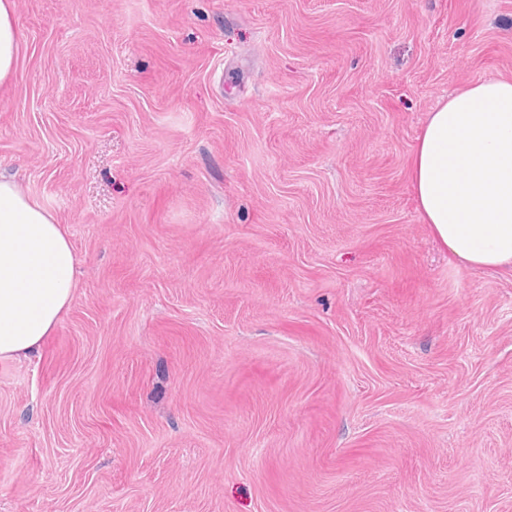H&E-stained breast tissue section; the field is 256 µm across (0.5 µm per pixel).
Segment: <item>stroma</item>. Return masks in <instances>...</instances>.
I'll return each mask as SVG.
<instances>
[{"label":"stroma","instance_id":"1","mask_svg":"<svg viewBox=\"0 0 512 512\" xmlns=\"http://www.w3.org/2000/svg\"><path fill=\"white\" fill-rule=\"evenodd\" d=\"M0 172L78 261L0 361V512H512V276L412 198L512 0H14Z\"/></svg>","mask_w":512,"mask_h":512}]
</instances>
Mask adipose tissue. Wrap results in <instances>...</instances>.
<instances>
[{"label":"adipose tissue","instance_id":"adipose-tissue-1","mask_svg":"<svg viewBox=\"0 0 512 512\" xmlns=\"http://www.w3.org/2000/svg\"><path fill=\"white\" fill-rule=\"evenodd\" d=\"M18 50L14 0H0V84ZM411 188L449 258L512 273V80L472 84L430 113ZM75 266L56 216L0 176V360L40 348L73 299Z\"/></svg>","mask_w":512,"mask_h":512}]
</instances>
